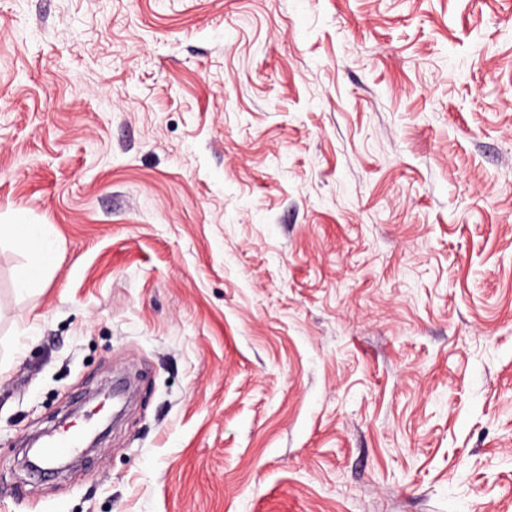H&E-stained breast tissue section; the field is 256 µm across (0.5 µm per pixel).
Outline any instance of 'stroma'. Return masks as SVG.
Returning a JSON list of instances; mask_svg holds the SVG:
<instances>
[{
	"instance_id": "stroma-1",
	"label": "stroma",
	"mask_w": 512,
	"mask_h": 512,
	"mask_svg": "<svg viewBox=\"0 0 512 512\" xmlns=\"http://www.w3.org/2000/svg\"><path fill=\"white\" fill-rule=\"evenodd\" d=\"M17 219L0 512H512V0H0ZM2 237H7L30 256L29 263L18 274V287L29 290L41 284L55 265V256L46 232L40 225L17 222L1 224L0 238ZM76 433L77 432L73 431L59 435L48 446L43 448L45 457L51 461L62 454L76 451L79 441V435Z\"/></svg>"
}]
</instances>
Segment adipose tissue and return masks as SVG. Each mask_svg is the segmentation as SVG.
Instances as JSON below:
<instances>
[{"label":"adipose tissue","mask_w":512,"mask_h":512,"mask_svg":"<svg viewBox=\"0 0 512 512\" xmlns=\"http://www.w3.org/2000/svg\"><path fill=\"white\" fill-rule=\"evenodd\" d=\"M5 237L30 256L29 263L17 277L19 288L29 290L43 282L55 265V256L46 232L37 224L17 222L0 225V238Z\"/></svg>","instance_id":"obj_1"}]
</instances>
